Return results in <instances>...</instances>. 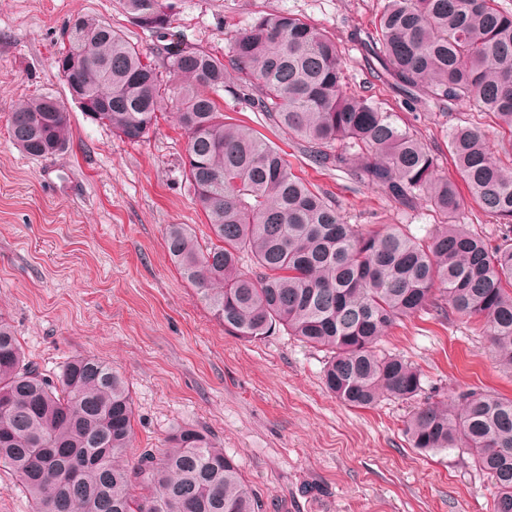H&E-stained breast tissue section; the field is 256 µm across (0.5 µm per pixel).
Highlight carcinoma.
<instances>
[{
	"instance_id": "1",
	"label": "carcinoma",
	"mask_w": 512,
	"mask_h": 512,
	"mask_svg": "<svg viewBox=\"0 0 512 512\" xmlns=\"http://www.w3.org/2000/svg\"><path fill=\"white\" fill-rule=\"evenodd\" d=\"M122 2L136 26L166 42L161 60L80 15L63 31L56 66L71 99L130 141L175 111L209 234L201 242L188 225L170 224L165 247L225 330L252 340L282 328L327 351L325 388L356 408L421 395L420 371L378 344L397 320L433 309L481 324L512 372V168L480 127H455L448 152L479 209L507 225L496 245L461 222L458 185L417 135L371 98L344 92L326 31L288 12L263 15L222 56L172 34L165 0ZM376 32L372 51L394 87L467 103L512 143V13L494 0H385ZM229 67L249 105L301 141L311 162L349 169L404 210L426 204L434 230L418 239L398 225L345 223L279 147L224 119L218 98ZM9 132L23 153L54 155L68 141V112L30 97L13 106ZM133 418L128 384L112 365L81 356L47 375L0 316V466L34 512H265L203 429L178 425L160 454L129 458ZM405 434L421 452L465 449L490 479L492 512H512V398L475 390L424 403Z\"/></svg>"
}]
</instances>
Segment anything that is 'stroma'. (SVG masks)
I'll return each mask as SVG.
<instances>
[{"mask_svg":"<svg viewBox=\"0 0 512 512\" xmlns=\"http://www.w3.org/2000/svg\"><path fill=\"white\" fill-rule=\"evenodd\" d=\"M173 30L220 54L262 15L289 12L331 34L345 89L371 97L417 132L440 174L459 175L448 156L457 124L479 122L492 144L501 135L467 104L407 103L359 46L374 32L383 0H170ZM90 15L123 31L151 56L161 43L135 26L121 0H0V313L30 360L59 373L78 356L112 363L135 409L132 454L159 452L172 428L208 431L238 464L267 512H491L490 482L466 454L412 448L404 422L414 405L389 399L349 407L322 380L325 354L278 331L254 341L225 333L164 244L171 224L206 231L186 180V139L173 112L129 141L72 101L55 66L62 31ZM226 119L243 122L287 154L293 171L332 195L345 221L382 229L405 224L424 237L428 207L402 210L382 190L343 169L321 168L296 141L268 126L233 96ZM34 95L65 102L70 142L31 158L11 141L13 104ZM382 350L422 372V399L444 401L476 389L512 396L479 326L435 313L405 318Z\"/></svg>","mask_w":512,"mask_h":512,"instance_id":"1","label":"stroma"}]
</instances>
